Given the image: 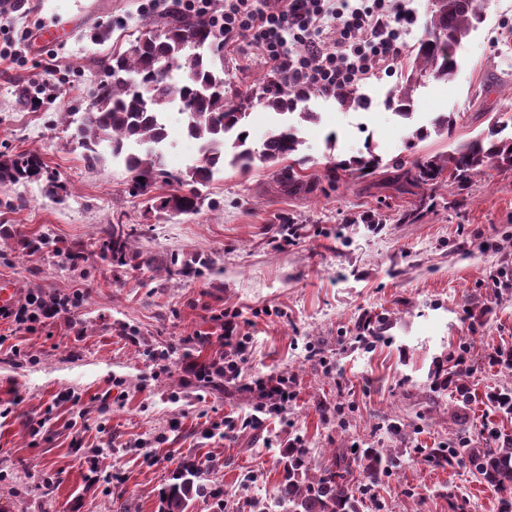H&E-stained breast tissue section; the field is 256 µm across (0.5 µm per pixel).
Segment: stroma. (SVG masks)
I'll list each match as a JSON object with an SVG mask.
<instances>
[{
    "label": "stroma",
    "mask_w": 512,
    "mask_h": 512,
    "mask_svg": "<svg viewBox=\"0 0 512 512\" xmlns=\"http://www.w3.org/2000/svg\"><path fill=\"white\" fill-rule=\"evenodd\" d=\"M142 0H0V153L33 150L67 184L64 198L45 184L0 186V218L22 234L48 233L56 248L92 242L103 225H139L146 265L116 269L87 254L79 267L49 253L6 246L0 279L17 302L84 290L71 313L28 331L0 317V507L5 512H161L160 499L182 462L207 469L223 501L198 500L192 512H284L276 499L282 452L295 439L316 463L345 445L396 448L402 465L363 512H451V495L470 512H500V496L467 459L434 468L421 448L485 447L487 430L512 435V415L489 400L512 380L488 364L512 348V172L489 170L463 194L440 189L415 224L399 223L414 199L369 179L343 176L338 187L289 197L274 168L255 159L249 172L225 167L193 214L150 207L127 192L117 163L87 169L62 121L93 101L94 60L125 50L161 18ZM107 27L94 41V28ZM512 0H488L485 22L456 52L451 82L428 81L415 94L412 120L388 109L395 74L363 82L369 109L341 107L318 95L305 104L319 121L304 125L302 153L323 176L333 156L373 150L383 161L446 152L486 128L488 111L512 112ZM55 53L59 76L43 64ZM268 76L224 46L230 99ZM26 86L38 108H22ZM454 113L452 138L409 144L413 127ZM163 168L184 171L197 159L178 113H170ZM335 134L336 147L326 137ZM176 255L215 261L216 273L181 283L149 266ZM238 312L252 342L237 380L203 387L191 364L209 363L223 343L219 314ZM477 337L465 384L469 402L432 391L433 373L460 337ZM290 376L296 398L260 430L245 427L254 402L243 390L259 377ZM458 412L463 422L454 424Z\"/></svg>",
    "instance_id": "35a3bbf8"
}]
</instances>
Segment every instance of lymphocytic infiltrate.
I'll list each match as a JSON object with an SVG mask.
<instances>
[{"instance_id":"lymphocytic-infiltrate-1","label":"lymphocytic infiltrate","mask_w":512,"mask_h":512,"mask_svg":"<svg viewBox=\"0 0 512 512\" xmlns=\"http://www.w3.org/2000/svg\"><path fill=\"white\" fill-rule=\"evenodd\" d=\"M183 11L207 17L225 41L261 52L260 64L300 87L331 95L393 73L408 48L415 21L409 0H175ZM259 395L248 421L260 429L266 417L282 414L295 397L285 377L256 380Z\"/></svg>"}]
</instances>
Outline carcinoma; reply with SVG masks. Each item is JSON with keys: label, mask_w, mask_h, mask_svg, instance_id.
<instances>
[{"label": "carcinoma", "mask_w": 512, "mask_h": 512, "mask_svg": "<svg viewBox=\"0 0 512 512\" xmlns=\"http://www.w3.org/2000/svg\"><path fill=\"white\" fill-rule=\"evenodd\" d=\"M488 0H442L430 10L427 38L411 51L400 71V83L387 100L394 114L409 119L412 116L415 91L432 78L448 81L455 72V50L477 25L484 21ZM185 70L177 81L173 71L162 72L160 65L178 59ZM106 75L97 83L95 101L91 107L73 118L64 113L63 120L74 126L71 139L83 150V158L91 170L107 160H120L131 174L129 195L146 196L157 179L175 185L174 192L165 196L161 207L188 214L199 210L203 189L224 163L247 171L255 157L278 164H288L274 171V183L288 195H312L320 179L335 184L340 173L359 178L384 175L383 183L399 195L416 198V205L405 210L400 220L417 221L431 191L453 185L464 190L474 178L489 169L512 170V116L504 119L497 113L487 128L454 149L425 155L412 161L395 158L384 165L372 151L349 159L330 162L323 177L307 175L305 157L300 155L302 139L295 126H287L268 138L261 152H256L247 129L249 109L254 102L271 108L278 115L297 113L298 122H315L317 113L299 112V104L318 91L288 85L273 75L238 102L230 101L224 90V43L205 17L174 10L154 27L137 38L132 46L99 63ZM175 109L182 115L186 134L198 144L200 159L186 171L177 174L162 169V146L167 137L166 115ZM456 124L455 114H441L434 119L437 135H451ZM45 178L51 194L66 191L60 178L49 172L35 151L21 152L0 159V184L26 183ZM140 229L135 224H106L94 242L95 254L113 268H122L135 261L139 254L135 244ZM11 240L18 247L39 252L51 246L45 235L12 234L0 229V240ZM215 270L209 258L190 264L178 263L174 255L164 262L170 280L200 277ZM473 342H465L460 354L448 355V367L437 374L433 387L455 392L466 402L468 389L462 383L469 376L461 363L471 353ZM465 452L474 473L500 495L501 512H512V438L503 440L497 448H467ZM458 449L432 448L424 462L433 467H452ZM399 467V452L392 448L349 447L332 449L326 464L312 465V449L296 440L283 452V479L277 487L278 498L288 505V512H360L369 490L378 485L377 475L387 477ZM162 512H188L190 502L197 498L218 499L223 491L214 488L206 472L186 464L175 476V482L165 491Z\"/></svg>", "instance_id": "cac0c4a2"}]
</instances>
